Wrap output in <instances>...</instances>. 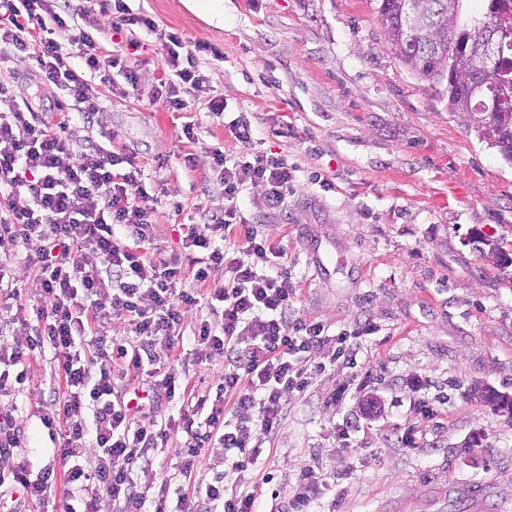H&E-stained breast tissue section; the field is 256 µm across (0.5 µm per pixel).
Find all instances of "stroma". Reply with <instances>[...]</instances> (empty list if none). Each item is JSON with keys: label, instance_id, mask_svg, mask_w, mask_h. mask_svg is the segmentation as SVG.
<instances>
[{"label": "stroma", "instance_id": "35a3bbf8", "mask_svg": "<svg viewBox=\"0 0 512 512\" xmlns=\"http://www.w3.org/2000/svg\"><path fill=\"white\" fill-rule=\"evenodd\" d=\"M215 20L191 0H125L155 32L100 15L102 57L128 47L140 80H92L100 110L74 117L84 145L133 158L157 200L156 244L183 255L185 225L223 213L224 193L210 151L284 157L295 187L285 206H263L247 186L240 206L288 254L297 291L294 317L327 335H356V363L336 361L307 391L290 395L288 415L263 452L277 499L267 512H296L299 474L320 470L313 512H512V415L476 401L474 384L512 397V262L480 253L481 243L512 255V163L433 100L423 82L390 54L372 0H223ZM180 31L219 49L200 69L223 117L189 98L183 112L157 101L166 78L161 33ZM36 112H72L59 86L33 62L0 65V79ZM246 114L251 148L232 141L227 121ZM198 117L196 142L182 127ZM208 306L187 313L176 374L196 392L224 370L193 339ZM52 349L30 362L27 390L0 397V411L26 417L32 471L60 468L36 416L40 400H63ZM381 406L368 418L360 381ZM433 416L422 420L423 407ZM185 434L160 448L159 466L139 484L183 489Z\"/></svg>", "mask_w": 512, "mask_h": 512}]
</instances>
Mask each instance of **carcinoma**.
Instances as JSON below:
<instances>
[{
  "mask_svg": "<svg viewBox=\"0 0 512 512\" xmlns=\"http://www.w3.org/2000/svg\"><path fill=\"white\" fill-rule=\"evenodd\" d=\"M386 43L408 70L427 84L432 95L446 101L448 111L472 124L480 136L493 146L512 130V9L507 0H483L484 10L477 16L469 9L472 0H416L423 25V37L406 38L401 19L404 0H374ZM463 47L455 72L476 85L495 82L499 108L484 109L481 94L465 91L450 79L437 77L436 69L448 68V40ZM480 400L496 409L512 413V398L483 391Z\"/></svg>",
  "mask_w": 512,
  "mask_h": 512,
  "instance_id": "cac0c4a2",
  "label": "carcinoma"
}]
</instances>
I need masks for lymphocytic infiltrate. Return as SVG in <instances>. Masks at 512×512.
Listing matches in <instances>:
<instances>
[{"label":"lymphocytic infiltrate","mask_w":512,"mask_h":512,"mask_svg":"<svg viewBox=\"0 0 512 512\" xmlns=\"http://www.w3.org/2000/svg\"><path fill=\"white\" fill-rule=\"evenodd\" d=\"M10 19L0 24V46L16 59L35 61L44 80L63 86L83 118L98 112L90 75L118 70L137 82L123 51L101 58L94 31L100 25H69L66 0H9ZM40 30L32 39V30ZM168 78L158 95L168 111L185 109L184 92L206 95V114L219 117L224 101L208 97L198 62L210 43L179 31L163 35ZM83 58L84 70L70 59ZM69 114L49 123L20 108L0 113V325L25 332V340L0 339V396L23 391L29 361L51 348L67 395L41 406L42 429L56 441L63 475L47 468L32 473L19 460L25 435L22 417L0 414V512H22L26 502L43 501L57 479L69 496L63 512H98L109 496L116 512H261L276 491L269 483L235 490L254 470L266 437L287 415L285 397L304 391L327 362L356 359L345 337L325 336L317 322L295 323L297 298L282 249L248 223L239 197L245 187L264 188L263 204L283 207L294 189L284 160L263 154L229 161L213 149L212 172L224 188L223 215L190 224L182 240L195 255L192 282H185L179 258L156 246L155 198L144 191L132 157L103 147L75 148ZM23 259L38 277L42 307L28 319L13 278V262ZM223 268V287L210 285ZM219 302L218 322L201 321L193 333L208 354L224 360L212 392L181 390L176 375L161 370L162 355H174L183 336L184 312L201 300ZM124 335L112 332L115 321ZM178 405L179 422L143 423L144 408ZM186 435L180 476L194 481L196 499L170 500L166 489L151 492L134 479L153 467L156 451L171 431ZM93 448L97 465L86 469L77 451ZM224 455L223 471L198 474L202 449Z\"/></svg>","instance_id":"obj_1"}]
</instances>
